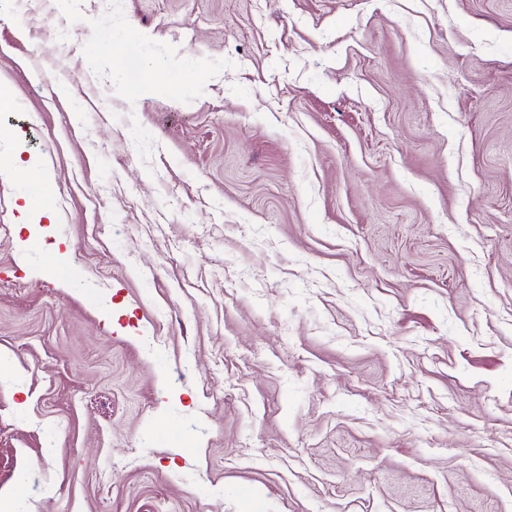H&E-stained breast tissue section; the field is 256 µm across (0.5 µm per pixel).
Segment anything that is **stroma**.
<instances>
[{
  "mask_svg": "<svg viewBox=\"0 0 512 512\" xmlns=\"http://www.w3.org/2000/svg\"><path fill=\"white\" fill-rule=\"evenodd\" d=\"M1 85L12 512H512V0H0Z\"/></svg>",
  "mask_w": 512,
  "mask_h": 512,
  "instance_id": "obj_1",
  "label": "stroma"
}]
</instances>
